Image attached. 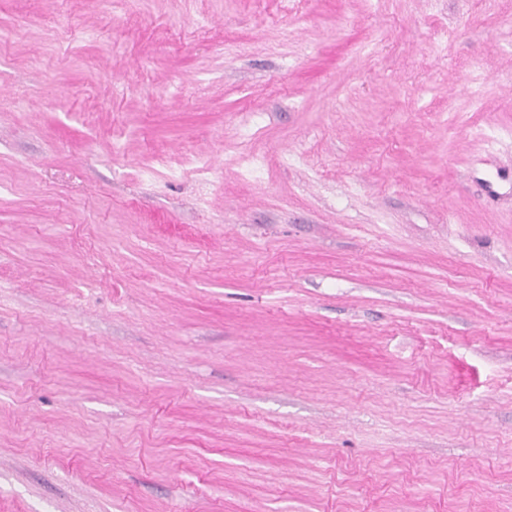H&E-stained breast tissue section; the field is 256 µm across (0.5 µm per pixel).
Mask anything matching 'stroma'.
Wrapping results in <instances>:
<instances>
[{"mask_svg":"<svg viewBox=\"0 0 512 512\" xmlns=\"http://www.w3.org/2000/svg\"><path fill=\"white\" fill-rule=\"evenodd\" d=\"M0 512H512V0H0Z\"/></svg>","mask_w":512,"mask_h":512,"instance_id":"1","label":"stroma"}]
</instances>
